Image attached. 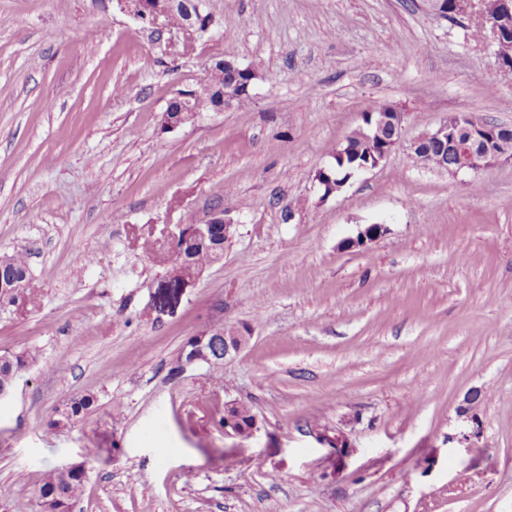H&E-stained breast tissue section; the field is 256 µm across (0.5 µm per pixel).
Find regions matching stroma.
<instances>
[{
	"label": "stroma",
	"instance_id": "stroma-1",
	"mask_svg": "<svg viewBox=\"0 0 512 512\" xmlns=\"http://www.w3.org/2000/svg\"><path fill=\"white\" fill-rule=\"evenodd\" d=\"M206 3L190 42L117 0H0V255L26 253L34 297L0 304V355L33 357L0 402V512H40L41 475L74 464L71 512H512V163L453 176L409 150L451 113L512 126V70L478 15L420 0ZM216 56L256 73L248 108L163 131ZM382 105L400 144L322 197ZM218 206L223 261L160 304L144 243ZM219 325L253 337L172 375ZM231 401L250 437L220 426ZM95 399L92 395L70 397L66 400L64 413L50 422L51 427H60V424H70L83 418L92 409Z\"/></svg>",
	"mask_w": 512,
	"mask_h": 512
}]
</instances>
